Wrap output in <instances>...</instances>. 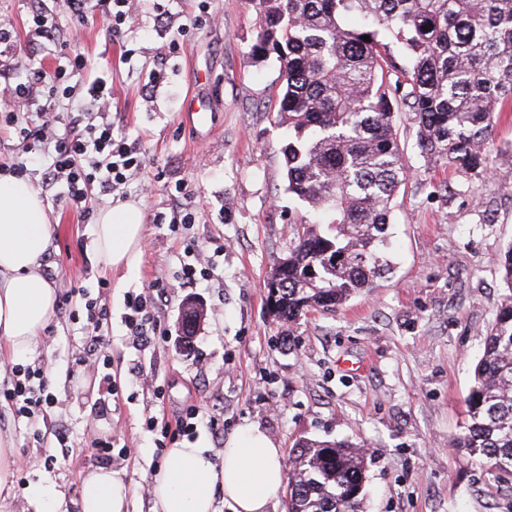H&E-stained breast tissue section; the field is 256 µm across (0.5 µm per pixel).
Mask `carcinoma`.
Masks as SVG:
<instances>
[{"instance_id": "carcinoma-1", "label": "carcinoma", "mask_w": 512, "mask_h": 512, "mask_svg": "<svg viewBox=\"0 0 512 512\" xmlns=\"http://www.w3.org/2000/svg\"><path fill=\"white\" fill-rule=\"evenodd\" d=\"M259 16L251 52L283 68L278 117L287 192L310 219L271 275L281 325L333 311L393 272L390 228L410 177L395 125L416 117L424 164L466 178L493 172L489 144L512 107V0H249ZM370 36L365 41L362 36ZM392 37L411 68L389 80ZM512 291V244L496 260ZM457 447L512 470V295L497 309L467 398ZM367 452L303 441L288 460L287 512H363Z\"/></svg>"}]
</instances>
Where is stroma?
Instances as JSON below:
<instances>
[{
  "mask_svg": "<svg viewBox=\"0 0 512 512\" xmlns=\"http://www.w3.org/2000/svg\"><path fill=\"white\" fill-rule=\"evenodd\" d=\"M45 8L67 38L63 47L31 42L30 0H0V23L11 31L0 44V88L54 71L59 55L82 58L60 124L80 108L87 84L104 77L115 128L138 143L143 166L124 196L92 190L84 217L43 187L39 167L27 173L55 229L42 260L46 277L109 303L111 373L121 388L108 395L98 378L77 372L80 326L57 313L31 355L53 363L56 402L38 421L44 444L36 446L30 426L5 405L0 436L16 460L48 447L69 461L21 471L6 512H47L58 500L79 512L83 478L102 464L95 443L115 431L130 450L110 462L129 490L126 512H153L150 483L160 464L144 421L190 405L222 425L219 438L206 423L198 427L217 456L226 437L247 426L261 427L286 457L301 439L367 449L364 512H512V476L487 475L454 445L467 425L485 330L507 292L494 259L512 243V112L495 127L492 174L471 181L445 167L425 169L414 115L399 112L413 173L392 226L394 273L336 310H310L283 327L265 285L307 209L285 190L286 131L276 118L282 68L250 53L257 17L249 0H127L140 25L113 38L99 14L77 20L59 0ZM154 71L164 78L152 88ZM194 98L209 100L211 132L182 123ZM183 192L197 206L194 223L175 232L155 223ZM122 198L141 212L142 255L132 269L104 272L90 250L91 229ZM188 240L208 260L209 280L172 293L160 307L166 336L132 347L121 322L124 295L161 275L176 279ZM189 298L201 301L203 317L185 349L175 338ZM61 426L69 435L63 447L53 435Z\"/></svg>",
  "mask_w": 512,
  "mask_h": 512,
  "instance_id": "1",
  "label": "stroma"
}]
</instances>
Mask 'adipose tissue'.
Wrapping results in <instances>:
<instances>
[{
  "label": "adipose tissue",
  "mask_w": 512,
  "mask_h": 512,
  "mask_svg": "<svg viewBox=\"0 0 512 512\" xmlns=\"http://www.w3.org/2000/svg\"><path fill=\"white\" fill-rule=\"evenodd\" d=\"M53 235L34 184L0 174V339L8 358L29 356L55 319V290L41 273ZM142 240L141 213L134 204L102 210L92 231L95 261L105 270L132 267ZM168 456L169 464L151 479L154 512H216L217 490L233 512H267L282 491V451L255 426L229 437L221 460L199 440L175 444ZM126 498L119 474L100 467L84 479L80 512H123Z\"/></svg>",
  "instance_id": "adipose-tissue-1"
}]
</instances>
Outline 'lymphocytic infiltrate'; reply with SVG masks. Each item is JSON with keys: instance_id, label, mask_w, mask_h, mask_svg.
Wrapping results in <instances>:
<instances>
[{"instance_id": "obj_1", "label": "lymphocytic infiltrate", "mask_w": 512, "mask_h": 512, "mask_svg": "<svg viewBox=\"0 0 512 512\" xmlns=\"http://www.w3.org/2000/svg\"><path fill=\"white\" fill-rule=\"evenodd\" d=\"M126 0H64V9L73 16L86 17L90 7H97L108 28L121 33L130 28L133 20L125 11ZM81 59L70 65L58 66L53 73L44 75L42 82L20 84L11 88L10 96L18 103L17 111L7 113L4 123L13 129L19 139L23 155L31 153L34 145H41L46 158L42 166L45 184L59 187V200L78 211H85L88 192L98 187L106 195L122 189L141 169L143 159L135 143L116 133L108 109L112 88L101 79L93 81L86 89L87 111L78 113L67 131H59L57 115L52 107L29 113L25 104L39 97L44 90H62L71 95V88L62 82L68 70L81 69ZM168 292L162 278H154L147 288L129 292L124 296L122 320L134 344L141 345L153 337L165 336L166 330L158 315V300ZM86 322L82 328L83 354L79 362L84 368L104 370L108 392H115L108 370L112 364V342L107 330L112 322V311L107 303L89 299L84 305ZM50 368L39 363L33 368H21L10 384L0 387V401L6 402L15 417L38 419L45 407L54 402L49 385ZM200 410L186 407L174 423H159L157 417L146 418L145 425L154 433L156 450H163L174 443L176 437L190 435L197 429Z\"/></svg>"}]
</instances>
